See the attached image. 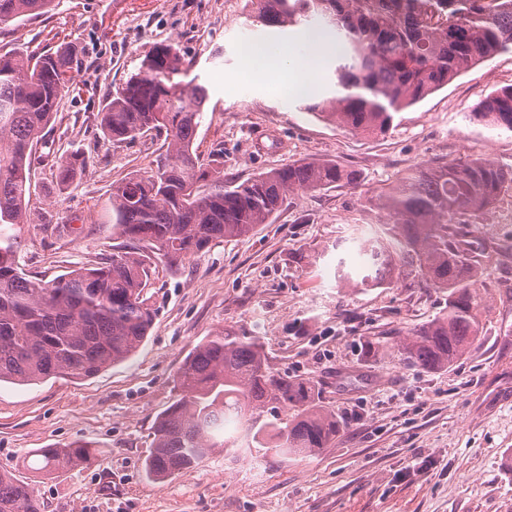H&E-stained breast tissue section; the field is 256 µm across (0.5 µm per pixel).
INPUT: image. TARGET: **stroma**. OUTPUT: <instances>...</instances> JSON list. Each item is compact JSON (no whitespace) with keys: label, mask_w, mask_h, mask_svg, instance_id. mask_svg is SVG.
<instances>
[{"label":"stroma","mask_w":512,"mask_h":512,"mask_svg":"<svg viewBox=\"0 0 512 512\" xmlns=\"http://www.w3.org/2000/svg\"><path fill=\"white\" fill-rule=\"evenodd\" d=\"M112 2L55 0L47 14L0 29V56L80 48L51 137L55 156L79 150L88 167L61 191L55 157L36 161L29 221L12 229L27 278L100 264L122 244L112 186L153 174L164 139H104L100 112L160 42L175 43L189 79L208 91L194 143L201 163L245 180L333 160L359 179L289 192L272 223L213 241L178 270L153 264L144 290L153 322L129 361L82 380L0 383V472L30 483L45 512H512V223L487 230L512 208V185L466 219L488 252L480 263L494 285L492 311L470 353L448 369L425 372L396 356L444 295L403 274L398 259L374 265L355 243L386 221L376 195L416 165L480 156L512 168V133L469 119L488 94L512 85V52L367 135L303 108L330 92L335 40L296 56L294 76L312 91L286 94L239 77L243 51L270 40L249 0H130L118 15ZM221 331L260 337L275 371L322 382L340 430L308 458L257 461L216 448L195 468L152 480L145 462L158 417L181 397L179 371ZM72 442L94 445L93 462L24 468L36 449Z\"/></svg>","instance_id":"35a3bbf8"}]
</instances>
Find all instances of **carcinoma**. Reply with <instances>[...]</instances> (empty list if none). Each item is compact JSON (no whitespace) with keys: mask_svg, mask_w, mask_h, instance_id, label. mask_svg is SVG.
<instances>
[{"mask_svg":"<svg viewBox=\"0 0 512 512\" xmlns=\"http://www.w3.org/2000/svg\"><path fill=\"white\" fill-rule=\"evenodd\" d=\"M55 0H0V24L51 10ZM268 28L321 24L341 42L334 96L304 109L355 132L383 134L393 114L442 89L465 71L512 50V0H251ZM78 52L64 44L36 59L0 56V382L81 380L127 361L152 324L145 305L148 266L176 269L214 240L244 237L268 224L287 193L353 185L358 175L333 160L273 168L238 181L199 164L193 149L207 90L184 82L187 68L172 43L148 51L137 73L112 94L100 128L111 141L166 134L157 171L112 185V223L126 244L107 262L51 281L30 280L16 263L8 229L27 223L37 147L68 88ZM472 119L512 132V87L486 96ZM64 190L87 167L80 152L55 160ZM512 170L484 158L426 164L377 196L387 217L378 235L360 240L415 267L442 291L444 308L411 333L399 360L442 370L479 339L490 313L461 217L492 206ZM182 397L157 420L145 464L156 480L198 465L214 448H256L308 457L339 431L336 414L317 402L314 381L275 372L257 336L222 332L199 343L178 374ZM257 416L244 419L245 408ZM91 445L40 448L44 472L87 462ZM0 512H43L27 482L0 474Z\"/></svg>","mask_w":512,"mask_h":512,"instance_id":"1","label":"carcinoma"}]
</instances>
